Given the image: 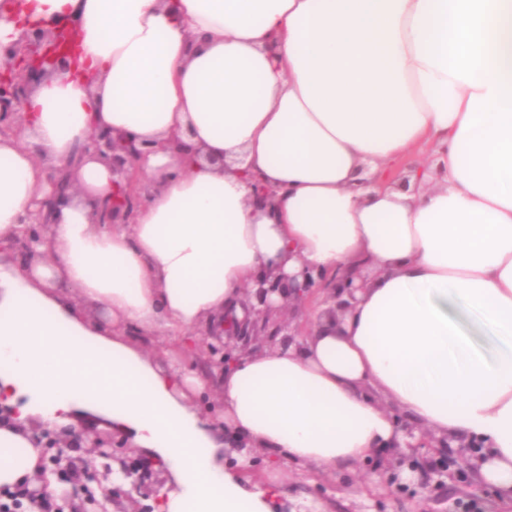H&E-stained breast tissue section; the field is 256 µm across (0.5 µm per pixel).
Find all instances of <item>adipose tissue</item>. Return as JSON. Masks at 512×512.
I'll return each mask as SVG.
<instances>
[{"label":"adipose tissue","mask_w":512,"mask_h":512,"mask_svg":"<svg viewBox=\"0 0 512 512\" xmlns=\"http://www.w3.org/2000/svg\"><path fill=\"white\" fill-rule=\"evenodd\" d=\"M28 24L69 28L77 65L0 136V391L21 402L0 485L39 471L28 418L66 425L84 401L169 467L164 512H276L277 483L225 468L215 420L240 466L259 448L326 471L403 443L404 419L475 445L477 484L512 498V0H0V44ZM101 127L156 146L125 224L98 221L112 172L83 145ZM50 166L80 191L52 213L53 258L20 264ZM358 266L342 321L208 376L125 338L210 344L246 325L256 277ZM211 390L214 417L193 402Z\"/></svg>","instance_id":"adipose-tissue-1"}]
</instances>
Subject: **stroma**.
I'll return each instance as SVG.
<instances>
[{
  "mask_svg": "<svg viewBox=\"0 0 512 512\" xmlns=\"http://www.w3.org/2000/svg\"><path fill=\"white\" fill-rule=\"evenodd\" d=\"M127 336L140 345L144 354L159 364L171 360L186 369L197 371L211 366L215 356L225 354L229 346L212 344L200 358L185 356L169 342H141L136 327H129ZM432 449L403 452L389 462L373 460L351 471H320L296 466L276 468L263 452L252 454L251 465L243 470L244 480L261 484L278 479L281 491V512H457V501L473 500L482 512H512V506H501L492 488L478 486L471 460L451 464L445 477L428 475L421 479L407 477L408 469L423 460L434 459ZM135 485H122L113 492L112 512H138L139 507H159L162 498L173 490L175 481L168 469L153 472L136 470Z\"/></svg>",
  "mask_w": 512,
  "mask_h": 512,
  "instance_id": "35a3bbf8",
  "label": "stroma"
}]
</instances>
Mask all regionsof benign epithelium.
Wrapping results in <instances>:
<instances>
[{
	"mask_svg": "<svg viewBox=\"0 0 512 512\" xmlns=\"http://www.w3.org/2000/svg\"><path fill=\"white\" fill-rule=\"evenodd\" d=\"M67 34L56 33L43 28L23 29L17 42L7 46H0V134L5 135L19 128L24 121L23 106L32 89L41 82L49 73L64 69L71 64V57L64 51ZM87 149L96 158L106 162L112 168V174L119 178L117 189L113 191L112 203L104 204L100 218L103 224H126L130 212L135 208L140 199L141 174L139 162L142 158L155 151L156 146L137 137H126L117 141L112 134L104 130L93 132L87 144ZM79 191L77 181L70 180L63 173L55 180V191L44 201L46 207L58 206V201L69 197ZM27 228L25 237L19 247V252L32 257L40 255L36 247L44 243L47 232V217L38 211L28 215L25 219ZM354 273L327 282V279L319 277L310 278L298 284L291 281L287 284L265 280L259 284L258 292L262 293L272 288H288V303L300 302L305 308L319 293L329 287L336 291V311L342 313L352 306ZM270 309L263 306L255 310V319L250 327H245L239 332V340L250 344L253 337L259 335V328L268 327ZM288 336H301L307 329L298 320L288 323H277L273 326L270 335L277 336L280 333ZM45 447L56 449L51 460V468L43 469L36 475V480L43 486L52 483L55 476L69 470L70 459L65 449L74 446H84L94 449L95 461L85 465V473L98 488V493L86 496L87 501L93 506L92 512H112V476L114 469L112 462L115 456L112 448V440L93 436L88 432H68L64 429L57 431L47 426L37 433ZM453 439L442 443L433 442L427 437H421L414 443H407L408 448H451ZM458 454L464 456L468 452L469 445L459 444Z\"/></svg>",
	"mask_w": 512,
	"mask_h": 512,
	"instance_id": "obj_1",
	"label": "benign epithelium"
}]
</instances>
